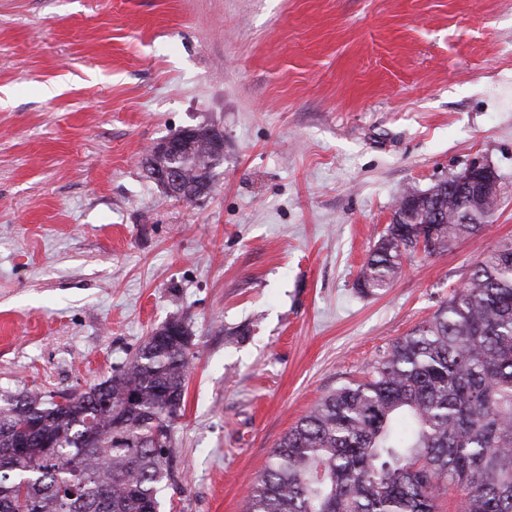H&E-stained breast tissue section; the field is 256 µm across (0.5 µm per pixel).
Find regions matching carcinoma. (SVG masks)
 <instances>
[{
  "mask_svg": "<svg viewBox=\"0 0 512 512\" xmlns=\"http://www.w3.org/2000/svg\"><path fill=\"white\" fill-rule=\"evenodd\" d=\"M178 164L213 182L224 140L197 127ZM387 228L358 286H389L403 260L476 235L480 218L433 186ZM189 326L172 317L119 372L77 392L0 391V512H158L187 389ZM512 512V242L352 381L324 395L273 449L243 512Z\"/></svg>",
  "mask_w": 512,
  "mask_h": 512,
  "instance_id": "carcinoma-1",
  "label": "carcinoma"
}]
</instances>
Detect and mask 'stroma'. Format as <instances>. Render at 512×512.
Listing matches in <instances>:
<instances>
[{
	"instance_id": "obj_1",
	"label": "stroma",
	"mask_w": 512,
	"mask_h": 512,
	"mask_svg": "<svg viewBox=\"0 0 512 512\" xmlns=\"http://www.w3.org/2000/svg\"><path fill=\"white\" fill-rule=\"evenodd\" d=\"M224 132L202 204L150 147ZM497 171L482 233L360 270L401 189ZM512 241V0H0V388L82 390L185 317L161 512H242L271 450ZM180 169L175 164L171 166L168 169H165L160 172H156L153 175V180L161 185H173V187H165L162 186L165 189V192L168 197H173L176 199H182L189 202H192L193 199L189 197L186 193H181V189H178L176 186L181 183V177H180Z\"/></svg>"
}]
</instances>
